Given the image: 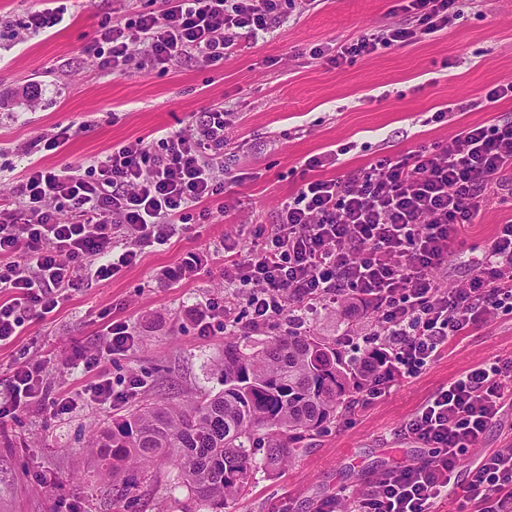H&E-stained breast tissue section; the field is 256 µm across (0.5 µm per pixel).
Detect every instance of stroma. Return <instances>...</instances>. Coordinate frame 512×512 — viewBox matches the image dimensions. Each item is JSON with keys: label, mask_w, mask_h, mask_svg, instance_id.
<instances>
[{"label": "stroma", "mask_w": 512, "mask_h": 512, "mask_svg": "<svg viewBox=\"0 0 512 512\" xmlns=\"http://www.w3.org/2000/svg\"><path fill=\"white\" fill-rule=\"evenodd\" d=\"M40 4L0 0V196L30 163L87 165L112 146L161 137L217 105L230 113L224 167L242 179L231 213L210 204L208 221L181 225L136 265L72 292L52 316L27 318L15 343L0 347V393L11 370L32 357L46 360L53 390L77 394L89 378L68 365L76 347L98 342L112 320L128 324L136 345L113 356L107 372L117 391L139 379L133 399L109 406L81 400L65 413L33 409L0 424V512H110L112 485L87 450L91 432L111 428L132 406L186 402L221 387L215 365L226 335H199L197 321L224 299L225 234L236 233L241 253L256 249L245 216L273 223L280 204L310 178L311 156L352 144L325 171L345 177L381 158L447 142L461 127L512 121V97L484 99L512 83V0H464L447 29L338 68L314 56L313 47L392 24L397 0H298L267 39L240 40L224 61L192 60L166 72L132 65L114 74L98 71L83 48L116 0H72L65 28L12 34L11 24ZM63 131L69 138L58 151L40 147ZM511 219L512 191L491 186L469 243L486 246L496 226ZM189 252L202 260L193 280H160ZM306 328L354 357L366 347L372 318L363 313L350 325L342 312L323 309ZM510 354L512 315L503 313L451 340L440 358L418 376L395 381L386 395L358 399L306 440L277 476L255 472L226 512H316L341 490L374 484L389 457L422 456L400 429L428 397L470 364ZM509 446L512 404L480 451L460 460L459 481L482 455ZM149 470L146 477L131 471L135 486L122 512H188L192 503L174 467L156 462Z\"/></svg>", "instance_id": "obj_1"}]
</instances>
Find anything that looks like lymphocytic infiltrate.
Masks as SVG:
<instances>
[{
  "mask_svg": "<svg viewBox=\"0 0 512 512\" xmlns=\"http://www.w3.org/2000/svg\"><path fill=\"white\" fill-rule=\"evenodd\" d=\"M289 0H161L159 8L99 24L84 48L104 70L129 64L144 48V66L166 70L184 59L223 61L239 38L266 39L288 18ZM403 22L369 30L336 46L331 64L388 49L447 28L459 0H403ZM223 107L204 113L188 130L154 141L114 146L88 166L48 169L30 164L0 200V346L14 342L27 317L56 313L69 292L105 281L139 261L146 249L167 244L176 227L207 219L204 203L222 199L225 171ZM348 146L308 158L314 176L283 202L262 246L241 254L224 241V283L245 287L246 319L225 316L247 334L275 319L302 329L309 313L353 299L376 323L372 349L376 383L366 397L385 395L398 377L419 374L451 338L502 312L512 313V220L497 225L489 244L468 248L491 182L512 177V122L475 124L447 143L385 158L344 178L316 177L335 166ZM466 258L471 274L448 286L442 270ZM127 325H106L102 345L80 348L75 359L90 382L84 396L98 405L124 401L106 360L131 351ZM512 400V356L469 366L432 394L401 432L428 457L391 461L376 485L351 495L349 512H434L437 500L462 491L475 512H512V448L483 456L465 486L457 484L461 456L477 449L506 401ZM72 396L49 389L35 360L14 367L0 422L36 406L69 409Z\"/></svg>",
  "mask_w": 512,
  "mask_h": 512,
  "instance_id": "f902f5d3",
  "label": "lymphocytic infiltrate"
}]
</instances>
